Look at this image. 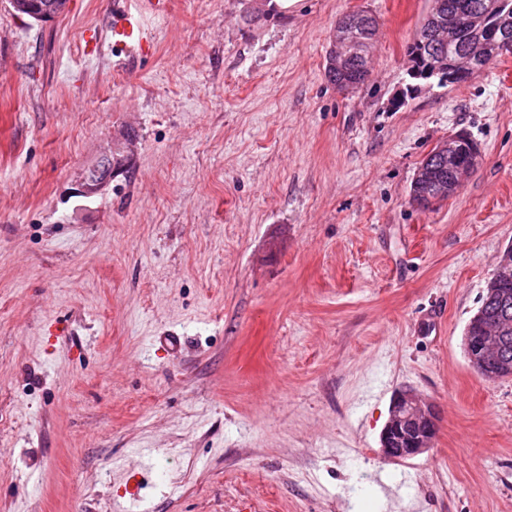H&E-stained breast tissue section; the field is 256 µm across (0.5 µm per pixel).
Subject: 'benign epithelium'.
Here are the masks:
<instances>
[{
    "label": "benign epithelium",
    "mask_w": 512,
    "mask_h": 512,
    "mask_svg": "<svg viewBox=\"0 0 512 512\" xmlns=\"http://www.w3.org/2000/svg\"><path fill=\"white\" fill-rule=\"evenodd\" d=\"M66 0H11L12 11L20 16L40 21L56 17L66 10ZM470 38L462 47V57L441 59L425 72L431 76L448 69V82L469 78L482 61L489 47L495 43L498 29L512 21L509 14L496 21L486 16L466 12ZM359 51L348 42L336 43L328 66L346 73L357 63ZM437 151L448 156V171L456 176L453 188L462 185L465 176L477 165L480 149L467 134L457 132L439 142ZM115 152L107 150L97 163L88 169L81 183L80 195L91 198L112 182L115 169ZM438 428L435 406L410 388L397 391L389 409V418L381 433V452L390 460L414 458L430 449Z\"/></svg>",
    "instance_id": "7a95c632"
}]
</instances>
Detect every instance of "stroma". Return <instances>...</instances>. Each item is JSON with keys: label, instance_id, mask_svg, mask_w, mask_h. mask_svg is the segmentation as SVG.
Masks as SVG:
<instances>
[{"label": "stroma", "instance_id": "1", "mask_svg": "<svg viewBox=\"0 0 512 512\" xmlns=\"http://www.w3.org/2000/svg\"><path fill=\"white\" fill-rule=\"evenodd\" d=\"M267 3L0 0V512H512V378L463 346L512 246V53L409 95L430 0ZM125 10L147 45H115ZM360 10L347 93L325 66ZM459 131L479 164L420 207ZM405 387L438 432L399 462ZM11 0L12 11L20 16L42 21L46 17H56L66 10V0ZM353 13L360 16V21L356 24H350L343 27L340 25L341 19L346 17L347 14L343 15V17L339 18V20L336 22L333 40L335 39L336 32L339 29V36L345 38L346 40L360 43L362 45H365V43H370L369 47L372 48L377 33L376 18L366 11H358ZM437 151L448 155V162H444L440 156H434L424 166L432 152L423 160L411 186V198L414 200L433 194H440V200L447 199L453 194L448 193V185L451 183L448 171L456 176L452 188L457 190L465 176L477 165L480 156L476 142L463 132L452 134L439 142ZM115 149L110 148L103 152L97 163L88 169L81 183L80 195L85 198H91L112 182V176L115 169ZM437 428L435 406L412 389H401L391 401L381 452L390 460L414 458L430 449Z\"/></svg>", "mask_w": 512, "mask_h": 512}]
</instances>
